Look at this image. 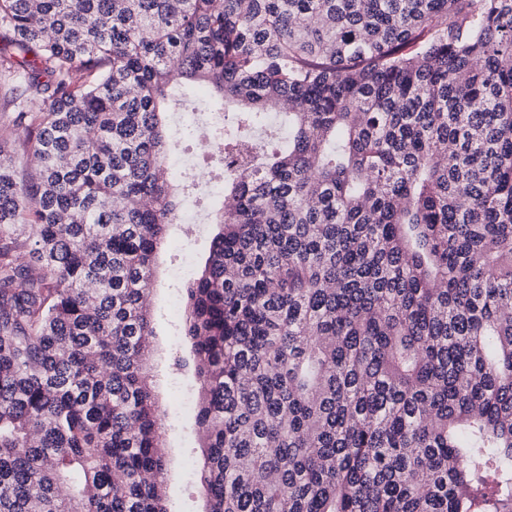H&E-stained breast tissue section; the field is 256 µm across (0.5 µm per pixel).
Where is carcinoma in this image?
Wrapping results in <instances>:
<instances>
[{"mask_svg":"<svg viewBox=\"0 0 512 512\" xmlns=\"http://www.w3.org/2000/svg\"><path fill=\"white\" fill-rule=\"evenodd\" d=\"M186 83L223 147L175 359L204 512H512V0H0V512H169ZM173 224L167 241L156 259V272L151 290L153 326V366L161 410L168 425L165 450L169 465L166 474L167 507L169 512H203L204 498L193 474L199 448L195 435L194 394L196 379L186 370L184 375L171 374L170 365L175 349L179 355H189L188 347L178 335L182 318L180 289L195 276L208 255L212 229L208 224ZM191 257L190 272L176 277L175 270L183 258ZM188 399L190 408L184 410L182 401Z\"/></svg>","mask_w":512,"mask_h":512,"instance_id":"carcinoma-1","label":"carcinoma"}]
</instances>
